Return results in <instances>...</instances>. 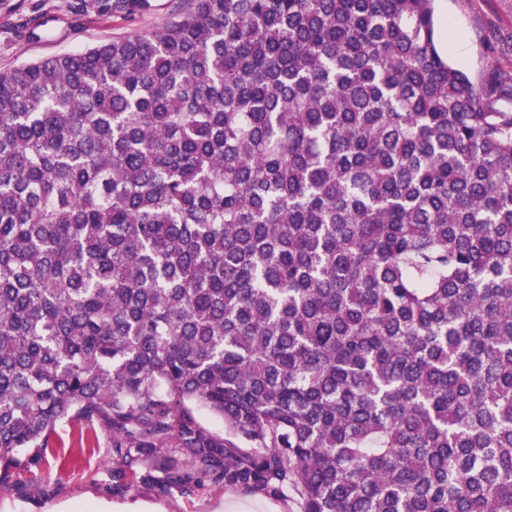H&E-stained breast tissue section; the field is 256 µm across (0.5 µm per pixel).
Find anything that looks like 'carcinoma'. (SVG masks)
Returning a JSON list of instances; mask_svg holds the SVG:
<instances>
[{
    "label": "carcinoma",
    "instance_id": "cac0c4a2",
    "mask_svg": "<svg viewBox=\"0 0 512 512\" xmlns=\"http://www.w3.org/2000/svg\"><path fill=\"white\" fill-rule=\"evenodd\" d=\"M433 2L192 0L0 72V472L75 419L117 481L512 512V83Z\"/></svg>",
    "mask_w": 512,
    "mask_h": 512
}]
</instances>
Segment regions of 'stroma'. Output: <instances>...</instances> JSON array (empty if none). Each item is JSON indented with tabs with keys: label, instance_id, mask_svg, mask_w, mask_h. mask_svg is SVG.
Returning a JSON list of instances; mask_svg holds the SVG:
<instances>
[{
	"label": "stroma",
	"instance_id": "obj_1",
	"mask_svg": "<svg viewBox=\"0 0 512 512\" xmlns=\"http://www.w3.org/2000/svg\"><path fill=\"white\" fill-rule=\"evenodd\" d=\"M135 15L119 0H0V71L24 62L80 51L165 23L188 0H148ZM445 58L480 83L512 76V0H437ZM48 461L31 472L0 478V512H214L226 502L243 512H301L298 494L263 496L206 483L190 495L158 486L115 487L112 440L100 426L61 424Z\"/></svg>",
	"mask_w": 512,
	"mask_h": 512
}]
</instances>
